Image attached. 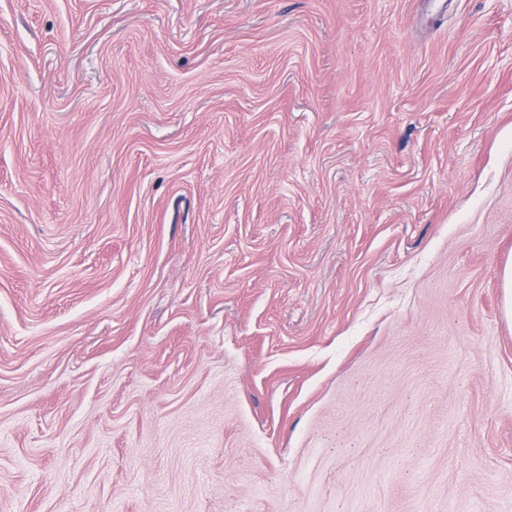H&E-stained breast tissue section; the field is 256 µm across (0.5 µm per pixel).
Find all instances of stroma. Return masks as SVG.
Wrapping results in <instances>:
<instances>
[{
  "mask_svg": "<svg viewBox=\"0 0 512 512\" xmlns=\"http://www.w3.org/2000/svg\"><path fill=\"white\" fill-rule=\"evenodd\" d=\"M512 0H0V512H512Z\"/></svg>",
  "mask_w": 512,
  "mask_h": 512,
  "instance_id": "obj_1",
  "label": "stroma"
}]
</instances>
